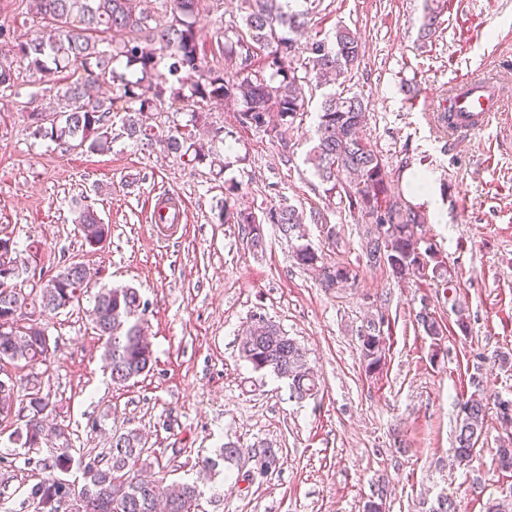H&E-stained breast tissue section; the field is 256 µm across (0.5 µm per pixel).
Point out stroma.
<instances>
[{
  "instance_id": "1",
  "label": "stroma",
  "mask_w": 512,
  "mask_h": 512,
  "mask_svg": "<svg viewBox=\"0 0 512 512\" xmlns=\"http://www.w3.org/2000/svg\"><path fill=\"white\" fill-rule=\"evenodd\" d=\"M245 0H219L200 12L206 66L231 72L218 32L237 35ZM425 0H322L308 34L344 24L361 37L364 56L345 86L368 100L364 135L388 171L429 170L436 177L446 223L423 227L457 289L467 316L430 277L394 278L361 256L369 219L346 199L326 197L306 154L322 88L306 93L303 112L284 139L237 125L236 105L210 108L223 128L215 150L225 164L188 165L119 138L97 154L31 138L29 114L49 98L28 71L15 91H0V233L17 244L30 290L37 273L73 258L99 275L80 304L45 318L56 350L43 365L0 364L18 393L49 381L58 426L74 448L98 454L113 434L143 436L148 470L166 482L195 480L198 463L227 442L241 448L234 463L206 482L202 512H363L378 484L386 512H434L439 499L459 512H485L489 499L512 493V473L498 469L495 450L507 434L496 413L486 417L483 447L468 465L454 459L459 404L480 372L487 398L512 401V369L496 353H512V125L506 118L447 140L434 114L459 77L493 71L512 87V0H444L433 36L421 34ZM223 28H216V16ZM238 184L246 207L287 201L304 216L305 240L324 264L358 273L355 287L327 289L317 272L298 266L277 226L264 227L253 251L235 224L219 223L224 185ZM172 194L186 206L178 235L157 238L149 209ZM94 208L111 227L103 248L85 247L76 230L77 204ZM335 237H327V230ZM131 286L149 303L153 369L125 387L102 368V342L89 316L101 287ZM429 302L442 326L440 344L419 333L415 314ZM382 311L390 351L383 373L368 377L358 333L367 313ZM276 322L307 353L316 397L292 398L285 381L252 371L239 357L243 330L255 318ZM15 417L0 418V492L11 512H33L29 488L43 472L9 440ZM274 454L268 471L265 455Z\"/></svg>"
}]
</instances>
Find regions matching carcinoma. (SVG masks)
Segmentation results:
<instances>
[{
    "mask_svg": "<svg viewBox=\"0 0 512 512\" xmlns=\"http://www.w3.org/2000/svg\"><path fill=\"white\" fill-rule=\"evenodd\" d=\"M203 0H143L135 10L129 0H31V11L43 22L40 32L21 39L0 27V40L12 44L14 54L47 92L55 93L51 113L30 112L29 132L36 139L58 144L76 143L91 153L111 149L115 141L114 112H122L121 136L147 146H162L166 156L187 164L216 162L212 147L197 139L195 130L207 125V113L192 112L189 123L167 133H159L143 120L144 114L165 103L175 106L185 100L199 104L231 102L242 105L238 124L243 129H262L276 138L283 137L304 106L309 76L337 80L347 77L363 55L358 33L337 25L324 37H314L304 45L297 36L307 26L320 0H248L244 18L247 35L224 43V56L234 60L236 70L228 76L205 69L199 50L197 17ZM124 39H107V34ZM300 66H295L297 59ZM125 62L119 73L115 63ZM304 68L305 76L298 75ZM75 73L59 85L60 75ZM119 82L120 95L105 97L95 91L106 75ZM13 62L0 60V88L15 86ZM367 105L358 94L330 93L321 103L315 130V145L306 162L311 165L328 196L340 193L349 208L373 217L375 224H391L394 232L382 241L369 239L365 230L362 252L371 265L379 251L397 262L408 276H424L431 271L441 279L447 269L435 258L432 247L419 250L414 230L424 224V214L395 191L390 173L376 148L362 135ZM239 186L224 184V200L216 206L222 224L248 228L251 249L265 244L263 225L275 224L282 235L300 244L293 259L302 267L320 262L315 249L302 242L303 213L284 201L256 213L236 204ZM84 244L90 248L108 238L110 226L97 213L84 207L77 217ZM0 263V363L25 361L44 364L53 351L47 328L37 322H23V310L38 306L42 314H59L80 302L89 284V273L78 262L65 260L57 270L41 278L29 292L21 293L11 284ZM147 302L132 287L103 288L95 296L94 323L104 340L103 368L112 385L124 387L149 373L154 353L145 337L144 315ZM370 340L360 343L363 367L379 361L372 339L379 336L372 321L362 325ZM243 360L256 372L266 371L288 381L291 394L303 399L318 390L306 353L275 323L258 318L239 344ZM21 407H15V404ZM470 406L473 422L461 420L456 431L455 455L473 459L476 444L485 433L489 402L473 392L463 400ZM54 403L43 393L42 382L32 384L27 397L18 399L12 377L0 379V416L18 413L13 432L16 441L29 452L44 445L56 448L51 462L44 463L47 474L33 484L28 498L44 504L43 512H67L71 486L60 481V474L74 468L82 473L80 489L87 497L85 512H191L199 507L202 492L197 483H172L146 476L142 437L134 430L112 436L106 455H74L69 437L57 440L61 427L50 429L46 418Z\"/></svg>",
    "mask_w": 512,
    "mask_h": 512,
    "instance_id": "obj_1",
    "label": "carcinoma"
}]
</instances>
